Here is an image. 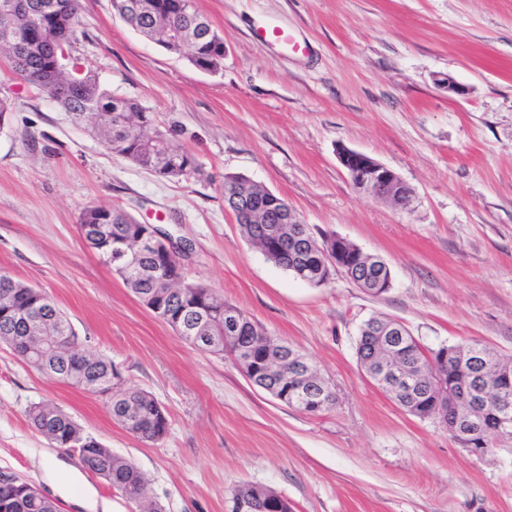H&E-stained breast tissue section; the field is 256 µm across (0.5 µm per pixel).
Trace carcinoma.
Segmentation results:
<instances>
[{
	"label": "carcinoma",
	"instance_id": "1",
	"mask_svg": "<svg viewBox=\"0 0 512 512\" xmlns=\"http://www.w3.org/2000/svg\"><path fill=\"white\" fill-rule=\"evenodd\" d=\"M68 9L54 11L48 15H17L0 10V29L11 28L26 40L25 63L14 69V73L26 83L43 89L62 109L76 113V123L84 124L97 120L95 131L100 140L113 153L131 155L141 168L162 178L180 179L197 171L195 157L174 144L166 137L167 148L157 149L144 141L138 128L139 114L143 109L132 99L118 96L104 86L89 65L82 62L83 74L78 77L72 68L56 64L53 50L69 46L77 39V26L81 0H65ZM119 16L135 31L159 43L170 51L184 48L190 53L209 52L208 46L197 48L192 43L171 44L167 40L169 30L185 20L179 14L176 20L145 16L135 18L124 13ZM261 188L246 181H238L224 187V202L233 206L236 195H252ZM112 217V228L126 227L133 223L132 217L120 209L88 207L80 216L82 224H99ZM244 238L253 246L277 231L283 237H291L293 225L278 223L271 216L265 224L240 225ZM124 284L136 296L150 294L156 287L154 276L146 271L134 280L123 279ZM15 292L0 297V311H35L30 286L15 281ZM58 318L64 321L67 334L64 341L72 357L85 360L86 366H75L63 383L84 391L105 394V390L92 386L91 378L113 374L112 360L103 355L85 351L82 342L69 318L57 310ZM393 343L400 346L403 362L412 365L421 362L422 371L417 386L423 390L422 398L406 410L420 419H430L436 408L451 403L454 390L476 381L499 384L512 399V380L498 383L496 374L501 370L512 371V358H504L490 348L479 344L440 346L435 349L421 345L414 336H393ZM381 344L378 337L360 332L357 341V356L361 365L378 355ZM112 418L125 430L146 442H159L168 428L166 412L152 394L134 387L119 390L118 400L108 403ZM484 434L475 439L462 438L455 433L450 436L470 454L484 457L495 451L498 443L511 441L512 435L496 432L498 406L495 398L480 408ZM27 415L34 427L51 443L78 455L81 463L93 474L104 479L115 491L127 500L147 505V512H163L161 505L149 500L148 482L140 470L129 460L115 454L95 437L87 434L81 426L61 409L46 403L30 406ZM35 487L25 479H16L15 486L0 485V512H60L58 504L51 498L42 499L34 495ZM273 501L284 504L282 512H292L289 501L277 491L244 485L233 494L232 512H238L240 503L246 509L265 512L263 502Z\"/></svg>",
	"mask_w": 512,
	"mask_h": 512
}]
</instances>
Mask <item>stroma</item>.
<instances>
[{
	"instance_id": "obj_1",
	"label": "stroma",
	"mask_w": 512,
	"mask_h": 512,
	"mask_svg": "<svg viewBox=\"0 0 512 512\" xmlns=\"http://www.w3.org/2000/svg\"><path fill=\"white\" fill-rule=\"evenodd\" d=\"M224 40L206 71L133 31L112 0H82L73 44L113 93L194 154L155 176L108 152L0 57V271L45 291L87 351L151 393L168 431L142 441L104 400L53 381L0 344V470L90 512H139L56 447L26 411L50 403L132 461L165 512H231L237 487L295 512H512V446L479 458L410 415L357 359L363 322L400 321L425 347L478 343L512 356V0H193ZM288 31L293 52L256 37ZM452 77L464 94L448 92ZM367 154L416 192L412 209L362 195L337 152ZM239 175L287 199L316 238L381 257L390 289L343 273L321 286L268 262L224 204ZM119 207L187 242L188 278L305 354L336 391L314 417L253 386L231 355L195 350L83 242L84 208Z\"/></svg>"
}]
</instances>
